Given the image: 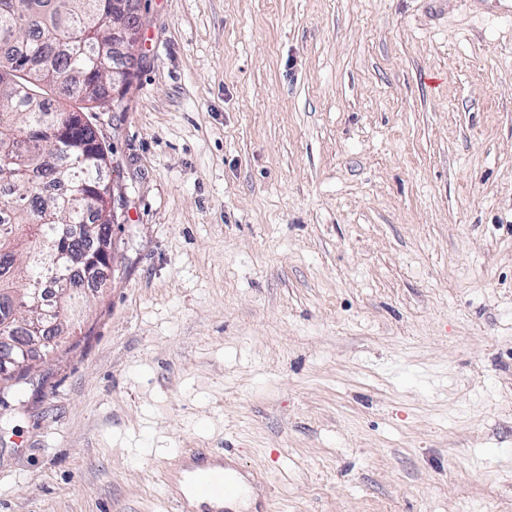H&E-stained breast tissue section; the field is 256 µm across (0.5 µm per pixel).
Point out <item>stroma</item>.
<instances>
[{
    "instance_id": "35a3bbf8",
    "label": "stroma",
    "mask_w": 512,
    "mask_h": 512,
    "mask_svg": "<svg viewBox=\"0 0 512 512\" xmlns=\"http://www.w3.org/2000/svg\"><path fill=\"white\" fill-rule=\"evenodd\" d=\"M138 7L112 281L0 406V512H178L191 448L271 512H512V18Z\"/></svg>"
}]
</instances>
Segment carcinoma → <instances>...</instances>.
<instances>
[{
	"instance_id": "obj_1",
	"label": "carcinoma",
	"mask_w": 512,
	"mask_h": 512,
	"mask_svg": "<svg viewBox=\"0 0 512 512\" xmlns=\"http://www.w3.org/2000/svg\"><path fill=\"white\" fill-rule=\"evenodd\" d=\"M127 22L112 14V0H0V183L15 190L0 196L8 224L0 228V320L13 317L10 336L23 347L30 340L21 323L35 314L24 294L43 276V248L57 244L55 280L63 285L81 260L70 230L112 225V210L93 209L83 188L110 164L92 113L121 104L132 84L131 70L116 77L99 66L101 49L112 51L113 33ZM68 85L73 104L53 106L47 92ZM65 300L69 317L39 347L49 361L76 347L72 338L86 317L85 289H71ZM31 385L20 369L0 382V404L21 402Z\"/></svg>"
}]
</instances>
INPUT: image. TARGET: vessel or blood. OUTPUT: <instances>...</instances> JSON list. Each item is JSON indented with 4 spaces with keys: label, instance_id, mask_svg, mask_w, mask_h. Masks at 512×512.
Here are the masks:
<instances>
[{
    "label": "vessel or blood",
    "instance_id": "vessel-or-blood-1",
    "mask_svg": "<svg viewBox=\"0 0 512 512\" xmlns=\"http://www.w3.org/2000/svg\"><path fill=\"white\" fill-rule=\"evenodd\" d=\"M180 482V512H247L254 489L264 480L232 459L212 462L193 450L181 466Z\"/></svg>",
    "mask_w": 512,
    "mask_h": 512
}]
</instances>
